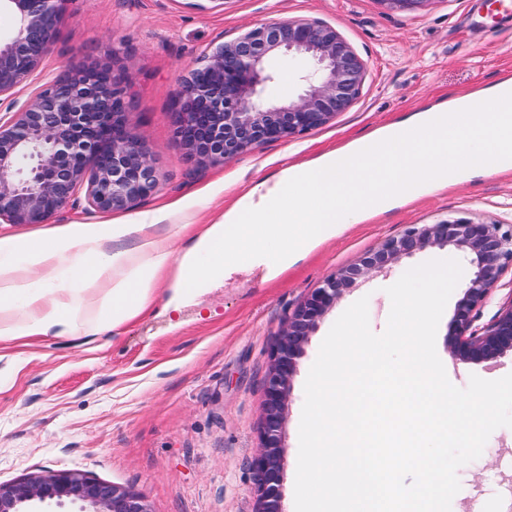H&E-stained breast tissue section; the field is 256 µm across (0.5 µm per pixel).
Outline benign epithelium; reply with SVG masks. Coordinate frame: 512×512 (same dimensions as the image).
<instances>
[{
  "mask_svg": "<svg viewBox=\"0 0 512 512\" xmlns=\"http://www.w3.org/2000/svg\"><path fill=\"white\" fill-rule=\"evenodd\" d=\"M65 0H0L11 23L0 35V101L15 104L18 88L40 67L57 36ZM310 61L304 92L278 101L266 94L275 76ZM109 67L72 69L0 115V223L42 224L84 198L86 210L112 213L155 194L157 170L128 120L121 82L100 75ZM363 60L336 28L291 19L253 27L212 48L176 94V134L200 166L220 164L258 146L319 129L357 99ZM453 246L470 265L448 330L455 362L478 363L512 353V300L489 324L475 325L479 309L506 269L512 268V225L465 219L410 224L402 234L341 266L302 300L270 352L254 460L257 512H283V429L296 373L309 336L344 292L428 247ZM80 505L79 512H150L137 493L72 471L41 470L0 482V512H38L50 504Z\"/></svg>",
  "mask_w": 512,
  "mask_h": 512,
  "instance_id": "1",
  "label": "benign epithelium"
}]
</instances>
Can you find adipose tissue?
<instances>
[{
	"mask_svg": "<svg viewBox=\"0 0 512 512\" xmlns=\"http://www.w3.org/2000/svg\"><path fill=\"white\" fill-rule=\"evenodd\" d=\"M499 155L512 157V78L290 166L274 183L254 186L246 204L233 205L201 230L172 224L161 235L155 215L113 225L108 238L63 234L37 246L26 237H0L1 255L26 252L47 279L68 255L80 253L86 259L82 275L95 294L93 309L85 314L62 289L28 290L14 269L0 265V345L77 329L94 343L143 314L171 267L183 275L194 269L187 260L174 265L172 238L194 235V246L201 250L223 240L224 262L230 266L266 251L277 239L276 265L286 267L346 223L406 205L416 191L494 173L490 159ZM128 236L137 241L134 249L113 247V239ZM19 298L24 301L20 307L15 304Z\"/></svg>",
	"mask_w": 512,
	"mask_h": 512,
	"instance_id": "adipose-tissue-1",
	"label": "adipose tissue"
}]
</instances>
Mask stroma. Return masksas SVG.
Returning <instances> with one entry per match:
<instances>
[{
  "label": "stroma",
  "mask_w": 512,
  "mask_h": 512,
  "mask_svg": "<svg viewBox=\"0 0 512 512\" xmlns=\"http://www.w3.org/2000/svg\"><path fill=\"white\" fill-rule=\"evenodd\" d=\"M310 19L339 31L366 65L361 92L328 125L299 138L201 168L175 137V94L212 45L247 27ZM113 64L129 93V118L157 169V193L129 210L90 213L67 206L42 224H0V236L47 241L71 230L109 236L144 214L207 224L264 180L445 102L512 77V0H430L390 11L379 0H226L198 9L189 0H66L41 76ZM464 218L512 224V168L421 194L413 202L343 229L276 276L248 263L166 286L149 311L105 333H81L0 348V482L42 469L75 471L126 486L151 512H256L253 461L271 348L289 313L335 272L409 224ZM428 248L358 284L319 320L298 361L283 441L284 512H293L304 384L338 317L367 298L373 333L387 327L386 292L407 270L461 259ZM460 291L440 320L436 350L457 387L471 375L512 373V354L453 363L448 325ZM451 512H512V428L490 435L481 456L460 467Z\"/></svg>",
  "instance_id": "obj_1"
}]
</instances>
